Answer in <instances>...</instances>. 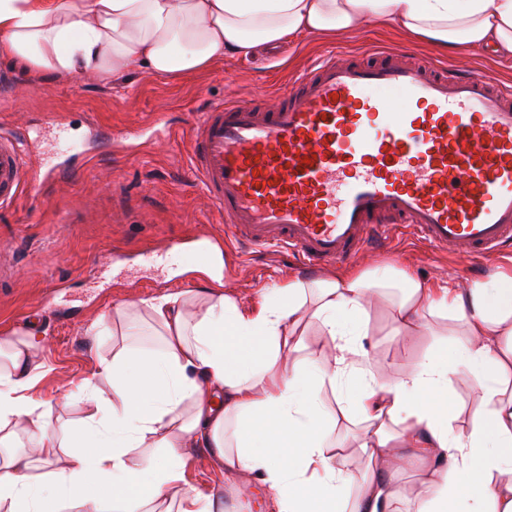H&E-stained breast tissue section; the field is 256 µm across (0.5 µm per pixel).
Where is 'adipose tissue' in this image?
I'll return each instance as SVG.
<instances>
[{"mask_svg":"<svg viewBox=\"0 0 512 512\" xmlns=\"http://www.w3.org/2000/svg\"><path fill=\"white\" fill-rule=\"evenodd\" d=\"M393 28L435 49L490 45L512 57V0H0V62L33 74L157 78L204 72L286 39ZM395 335L429 319L458 321L452 361L434 353L402 378L362 340L373 300ZM128 340L86 379L76 425L30 391L45 367L33 332L0 339V512H224L185 487L189 451L205 448L236 497L262 483L275 512H401V475L421 471L413 512H512V268L459 287H425L406 271L297 279L257 307L221 293L172 292L121 305ZM161 337L136 339L139 322ZM327 336L312 350L309 323ZM481 406L466 429L448 405L457 377ZM365 422L354 448L329 438L321 394ZM30 451L11 447L17 427ZM166 451L164 464L152 451ZM372 469L357 474L353 455Z\"/></svg>","mask_w":512,"mask_h":512,"instance_id":"adipose-tissue-1","label":"adipose tissue"}]
</instances>
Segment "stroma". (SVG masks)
I'll list each match as a JSON object with an SVG mask.
<instances>
[{
	"label": "stroma",
	"instance_id": "stroma-1",
	"mask_svg": "<svg viewBox=\"0 0 512 512\" xmlns=\"http://www.w3.org/2000/svg\"><path fill=\"white\" fill-rule=\"evenodd\" d=\"M374 47H408L419 59L438 56L421 40L373 28L355 37L273 44L171 78L84 81L25 76L0 64V81L9 83L0 90V128L28 132L26 188L0 211V337L36 329L50 367L33 391L36 400L66 399L63 420L83 417L77 387L124 343L112 311L130 298L208 290L251 307L270 298L276 285L308 278L284 254H247L225 242L223 215L190 173L193 119L226 97L274 100L325 52L363 60ZM98 126L111 132L113 151L95 146ZM63 147L80 157V173L40 190L44 161ZM148 247L163 251L164 259L144 262L140 253ZM511 260L505 253L486 260L445 255L399 237L349 268L391 264L433 286L450 275L463 283L486 279ZM368 329L364 345L390 361L391 378L404 376L425 354H451L461 335L459 324L443 318L394 335L383 305L371 309Z\"/></svg>",
	"mask_w": 512,
	"mask_h": 512
}]
</instances>
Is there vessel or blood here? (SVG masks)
Wrapping results in <instances>:
<instances>
[{"label":"vessel or blood","mask_w":512,"mask_h":512,"mask_svg":"<svg viewBox=\"0 0 512 512\" xmlns=\"http://www.w3.org/2000/svg\"><path fill=\"white\" fill-rule=\"evenodd\" d=\"M328 55L276 98L210 103L193 123L191 174L225 237L308 269L346 264L409 235L440 251L512 247V87L377 47ZM20 134L0 132V207L25 188ZM47 161L49 186L73 175Z\"/></svg>","instance_id":"vessel-or-blood-1"}]
</instances>
